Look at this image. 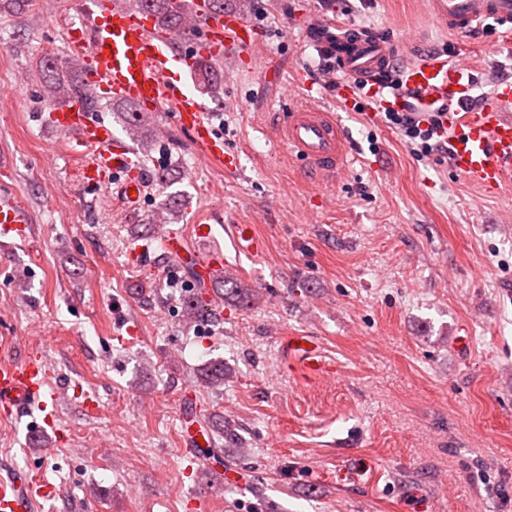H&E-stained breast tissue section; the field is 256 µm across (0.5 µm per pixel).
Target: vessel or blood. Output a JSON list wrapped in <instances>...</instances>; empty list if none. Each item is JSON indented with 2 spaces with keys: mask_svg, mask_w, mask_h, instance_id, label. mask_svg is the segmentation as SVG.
Wrapping results in <instances>:
<instances>
[{
  "mask_svg": "<svg viewBox=\"0 0 512 512\" xmlns=\"http://www.w3.org/2000/svg\"><path fill=\"white\" fill-rule=\"evenodd\" d=\"M176 6L185 26L173 35L156 28L149 14L99 0L84 28L72 30L70 39L85 51L88 81L105 87L113 97L168 112L174 125L191 134L204 159L225 171H236V153L226 147L206 106L183 82L182 72L193 67L195 54L250 49L258 42V30L239 12L212 9L209 0H176ZM428 14L448 31L470 32L490 20L512 33V0H428ZM321 47L345 74L336 84V95L345 108L354 110L370 101L382 110L442 113L451 170L488 193L512 185L511 79L502 80L489 100L477 102L472 96L474 70L450 62L446 51L422 52L400 64L395 45L380 38L336 34ZM394 66L399 69L395 88L384 79ZM49 119L76 131L78 146L92 150V158L82 166L86 182L104 189L110 179H121L130 201H137L144 181L131 167L129 147L114 139L108 126L80 109L53 112ZM275 131L277 140L306 161L315 177L334 175L349 165L345 138L332 113L314 106L292 109L279 114ZM30 222L28 210L12 194H0V243L26 241ZM230 236L236 254L254 255L263 248L255 225H232ZM163 243L170 258L179 264L193 263L206 283L225 261L220 251L211 260H193L178 231H167ZM280 347L284 369L307 379L331 377L339 371L315 337L291 333L282 337ZM49 377L42 356L17 362L1 353L0 414L30 416L55 404L57 394ZM209 438L208 430L193 423L190 411H183V453L191 460L210 463V456L200 450L201 441ZM53 492V486L36 483L27 473L0 475V512H32L36 497Z\"/></svg>",
  "mask_w": 512,
  "mask_h": 512,
  "instance_id": "obj_1",
  "label": "vessel or blood"
}]
</instances>
